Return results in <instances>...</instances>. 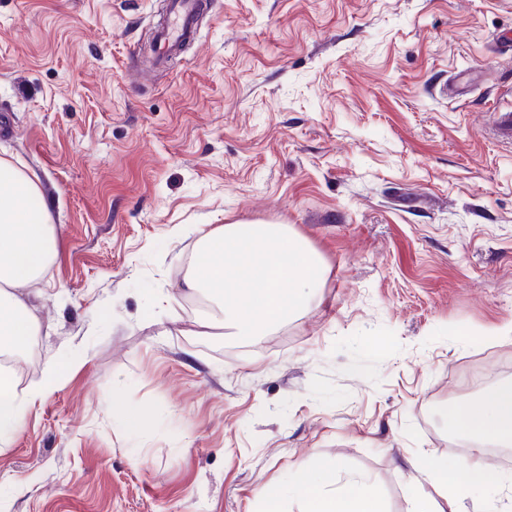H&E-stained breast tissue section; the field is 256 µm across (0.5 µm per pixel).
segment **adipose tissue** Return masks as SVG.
<instances>
[{
    "label": "adipose tissue",
    "mask_w": 512,
    "mask_h": 512,
    "mask_svg": "<svg viewBox=\"0 0 512 512\" xmlns=\"http://www.w3.org/2000/svg\"><path fill=\"white\" fill-rule=\"evenodd\" d=\"M53 241L48 204L34 177L0 158V352L23 348L39 330L19 288L39 279L51 264ZM66 366H47L41 382L27 397L14 392L12 382L0 379V445L10 444L22 430L30 401L44 397L61 382ZM450 431L490 442L498 448L512 446V380L499 382L490 396L456 405L445 413ZM413 466L417 479L407 512H446L456 493L478 486L512 491V477L493 475L482 455L447 465L422 454ZM317 468H302L292 477L294 489L307 503L306 512H385L383 501L370 484L356 482L352 490L323 489Z\"/></svg>",
    "instance_id": "adipose-tissue-1"
}]
</instances>
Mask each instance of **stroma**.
<instances>
[{"label":"stroma","instance_id":"obj_1","mask_svg":"<svg viewBox=\"0 0 512 512\" xmlns=\"http://www.w3.org/2000/svg\"><path fill=\"white\" fill-rule=\"evenodd\" d=\"M163 6L0 0V158L55 238L18 388L79 360L0 447V512H260L263 486L305 512L302 466L405 512L412 457L459 459L444 410L512 379V0H210L155 68ZM239 221L324 262L249 340L184 288L194 226Z\"/></svg>","mask_w":512,"mask_h":512}]
</instances>
